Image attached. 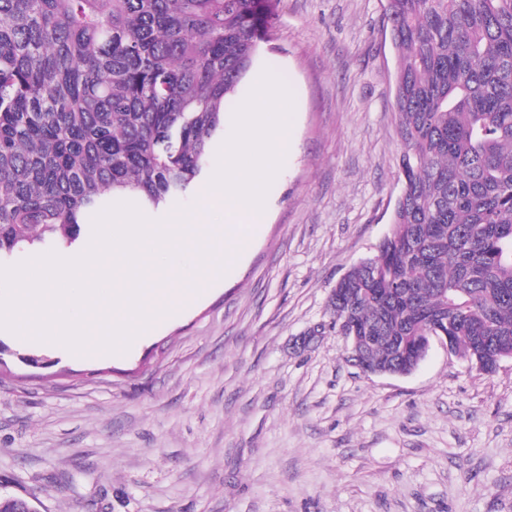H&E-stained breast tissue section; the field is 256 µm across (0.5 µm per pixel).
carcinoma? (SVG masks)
<instances>
[{"mask_svg": "<svg viewBox=\"0 0 512 512\" xmlns=\"http://www.w3.org/2000/svg\"><path fill=\"white\" fill-rule=\"evenodd\" d=\"M278 0H0V255L69 248L110 194L202 179ZM401 194L334 324L403 372L425 337L512 357V0H387Z\"/></svg>", "mask_w": 512, "mask_h": 512, "instance_id": "cac0c4a2", "label": "carcinoma"}]
</instances>
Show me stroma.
I'll list each match as a JSON object with an SVG mask.
<instances>
[{"label": "stroma", "instance_id": "stroma-1", "mask_svg": "<svg viewBox=\"0 0 512 512\" xmlns=\"http://www.w3.org/2000/svg\"><path fill=\"white\" fill-rule=\"evenodd\" d=\"M386 0H279L240 89L294 97L266 220L125 353L0 334V494L38 512H512V358L365 374L332 326L401 191Z\"/></svg>", "mask_w": 512, "mask_h": 512}]
</instances>
